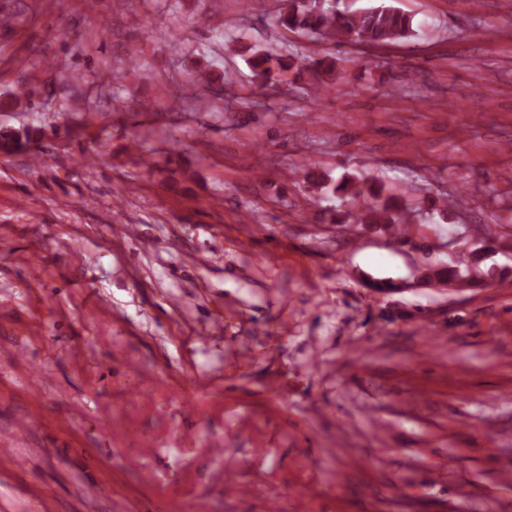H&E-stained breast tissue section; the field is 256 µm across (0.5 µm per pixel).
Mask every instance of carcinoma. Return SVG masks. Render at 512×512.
Segmentation results:
<instances>
[{
	"label": "carcinoma",
	"mask_w": 512,
	"mask_h": 512,
	"mask_svg": "<svg viewBox=\"0 0 512 512\" xmlns=\"http://www.w3.org/2000/svg\"><path fill=\"white\" fill-rule=\"evenodd\" d=\"M278 24L285 29L299 30L314 36L322 42L334 45L346 43L381 44L408 39L415 35L413 19L400 8L390 5L387 0L357 10L338 9L333 0H287L279 13ZM238 52L251 54L253 81L261 87L271 84L276 78H287V73L296 64L309 60L303 51L296 48L288 55H276L254 45H236ZM23 134L17 131H0V150L11 151L22 145ZM334 193L341 200L354 201L360 211L353 215L356 230L383 231L397 238L406 231L402 209L392 197L384 196L377 180L362 177L343 178L334 187ZM488 248H494L499 241L512 236V230L505 224H486L483 227ZM421 281L437 282L456 287H470L477 284L470 266L464 259L453 265H426L422 269Z\"/></svg>",
	"instance_id": "1"
}]
</instances>
